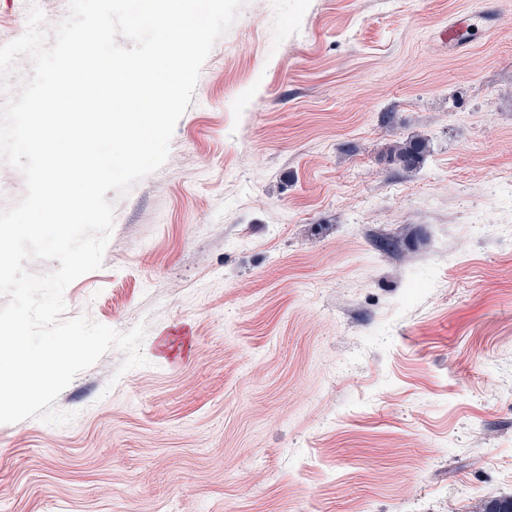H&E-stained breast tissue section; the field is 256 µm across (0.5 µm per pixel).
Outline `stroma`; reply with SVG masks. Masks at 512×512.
Returning a JSON list of instances; mask_svg holds the SVG:
<instances>
[{"label":"stroma","instance_id":"35a3bbf8","mask_svg":"<svg viewBox=\"0 0 512 512\" xmlns=\"http://www.w3.org/2000/svg\"><path fill=\"white\" fill-rule=\"evenodd\" d=\"M0 0V45L30 6ZM476 11L471 42L448 30ZM425 140L408 169L397 143ZM65 318L145 324L0 424V512H480L512 495V0H244Z\"/></svg>","mask_w":512,"mask_h":512}]
</instances>
